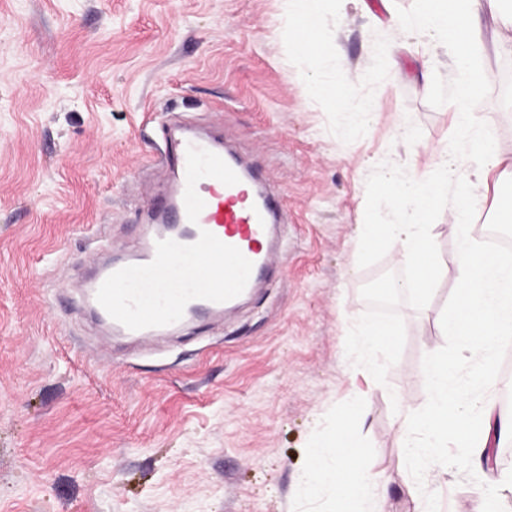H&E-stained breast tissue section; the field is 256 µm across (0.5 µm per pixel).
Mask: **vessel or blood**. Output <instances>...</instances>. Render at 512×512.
Here are the masks:
<instances>
[{
  "label": "vessel or blood",
  "mask_w": 512,
  "mask_h": 512,
  "mask_svg": "<svg viewBox=\"0 0 512 512\" xmlns=\"http://www.w3.org/2000/svg\"><path fill=\"white\" fill-rule=\"evenodd\" d=\"M170 164L176 181L154 235L85 285L90 313L118 335L148 339L199 312L224 313L252 293L272 256L269 226L281 211L257 172L191 131Z\"/></svg>",
  "instance_id": "1"
}]
</instances>
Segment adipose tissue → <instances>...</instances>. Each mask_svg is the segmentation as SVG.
<instances>
[{
    "mask_svg": "<svg viewBox=\"0 0 512 512\" xmlns=\"http://www.w3.org/2000/svg\"><path fill=\"white\" fill-rule=\"evenodd\" d=\"M289 22L303 24L306 40H292L288 52H307L310 40L319 38L325 0H290ZM487 16L494 27L495 43L512 45V0H417L414 17L416 31L427 37L432 48L451 52V64L457 74L453 96L457 104L455 121L467 130L465 139L452 152L442 153L437 165L425 173H394L384 179L379 193L395 215L394 221L369 222L360 229L362 249L390 245L399 261L408 269L404 281L386 283L387 291L416 292L429 298L441 274L434 258L430 218L441 206H448L451 232L466 233L460 216L473 207V192L489 174L512 182V162L506 161L490 140L476 130L477 122L467 106L477 91L489 81L490 74L475 64L471 48L481 43L480 16ZM313 96L326 100L339 112L356 111L361 120L375 119L374 107L354 105L347 79L328 83L313 81ZM471 159L468 169L456 165L457 157ZM410 212L412 223L398 216ZM455 266L459 286L450 313L437 317L440 335L458 339L462 349L479 355L467 385H450L455 372L453 362L438 348H431L422 376L427 398L418 406L399 408L396 437L404 457L425 464L435 477L448 473V459L443 450L449 437L462 445L458 461L483 455L491 435L512 439V412H497L489 399L486 383L492 363L490 352L512 346V257L493 251L476 240L467 241L457 254ZM362 403L351 398L348 420L342 421L334 434L317 441L306 465V479L313 488L332 490L329 512H382L374 506L378 477L359 470L356 460L362 446L360 435L349 419L360 414Z\"/></svg>",
    "mask_w": 512,
    "mask_h": 512,
    "instance_id": "1",
    "label": "adipose tissue"
}]
</instances>
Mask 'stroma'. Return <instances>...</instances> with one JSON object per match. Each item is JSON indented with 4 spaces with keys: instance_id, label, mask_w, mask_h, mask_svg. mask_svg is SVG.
Listing matches in <instances>:
<instances>
[{
    "instance_id": "1",
    "label": "stroma",
    "mask_w": 512,
    "mask_h": 512,
    "mask_svg": "<svg viewBox=\"0 0 512 512\" xmlns=\"http://www.w3.org/2000/svg\"><path fill=\"white\" fill-rule=\"evenodd\" d=\"M287 0H0V512H328L307 484L313 444L351 397L363 403L359 468L379 473L384 512H512V453L451 467L446 481L402 456L399 403L426 399L434 342L464 383L475 356L439 335L458 286L462 238L431 217L445 275L429 301L369 286L403 274L396 251L359 247L384 221L393 169L425 171L462 136L450 58L409 29L415 0H327L335 57L288 56ZM348 76L377 117L308 93ZM512 161V109L497 84L470 101ZM191 120L280 190L286 270L223 325L158 339L106 338L81 304L77 270L96 230L115 247L149 232L173 147ZM383 318L403 334L369 374L351 339ZM422 499L410 498L408 484Z\"/></svg>"
}]
</instances>
